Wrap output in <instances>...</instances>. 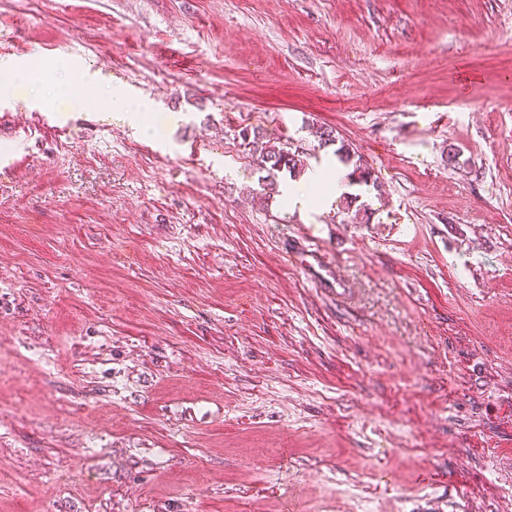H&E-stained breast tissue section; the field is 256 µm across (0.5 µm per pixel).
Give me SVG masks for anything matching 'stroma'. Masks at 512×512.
I'll return each instance as SVG.
<instances>
[{"mask_svg": "<svg viewBox=\"0 0 512 512\" xmlns=\"http://www.w3.org/2000/svg\"><path fill=\"white\" fill-rule=\"evenodd\" d=\"M509 72L512 0H0V512H512ZM321 127L368 223L240 136ZM304 241L307 245H304L302 249V261L306 262V266L309 267V270L312 268L317 274V276L314 275V277L317 282H319L320 286L336 294V297L344 298L350 289L347 282L338 274L337 268L335 270V266L326 261L318 242L311 232L305 234Z\"/></svg>", "mask_w": 512, "mask_h": 512, "instance_id": "1", "label": "stroma"}]
</instances>
